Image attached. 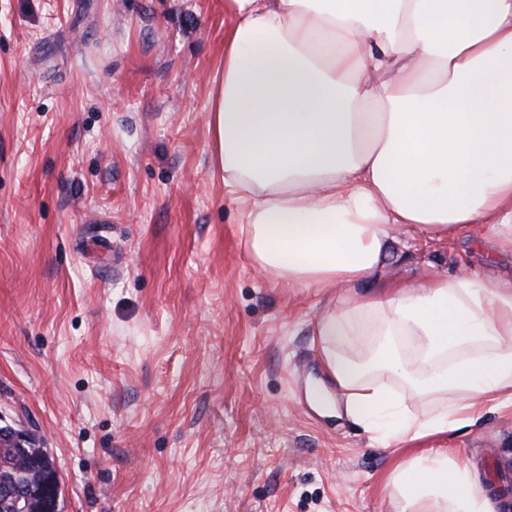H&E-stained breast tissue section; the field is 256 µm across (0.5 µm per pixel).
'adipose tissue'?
<instances>
[{"mask_svg": "<svg viewBox=\"0 0 512 512\" xmlns=\"http://www.w3.org/2000/svg\"><path fill=\"white\" fill-rule=\"evenodd\" d=\"M226 2L212 163L245 205L254 264L347 288L315 324L330 416L399 445L512 400V280L381 277L395 224L438 243L477 227L512 255V0ZM439 392L453 402L409 410ZM391 481L401 512H488L468 464L438 448Z\"/></svg>", "mask_w": 512, "mask_h": 512, "instance_id": "obj_1", "label": "adipose tissue"}]
</instances>
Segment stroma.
I'll use <instances>...</instances> for the list:
<instances>
[{"label": "stroma", "instance_id": "35a3bbf8", "mask_svg": "<svg viewBox=\"0 0 512 512\" xmlns=\"http://www.w3.org/2000/svg\"><path fill=\"white\" fill-rule=\"evenodd\" d=\"M232 24L224 0H0V419L53 457L63 512H400L390 474L429 448L504 512L512 403L390 448L311 408L340 291L260 271L214 171ZM395 234L383 278L512 275L475 231Z\"/></svg>", "mask_w": 512, "mask_h": 512}]
</instances>
